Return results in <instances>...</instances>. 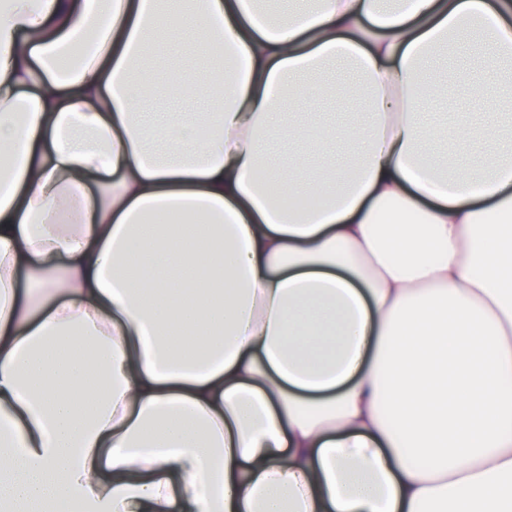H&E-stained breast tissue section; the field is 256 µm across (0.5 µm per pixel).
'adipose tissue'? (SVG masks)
I'll return each mask as SVG.
<instances>
[{
  "mask_svg": "<svg viewBox=\"0 0 512 512\" xmlns=\"http://www.w3.org/2000/svg\"><path fill=\"white\" fill-rule=\"evenodd\" d=\"M508 59L512 0H0V512H512V139L420 117ZM303 106L311 112L321 113L320 116L317 117L319 121H327L336 123L344 122L349 119L347 112L344 111V108L339 103H331L327 101L311 103L308 100L303 101Z\"/></svg>",
  "mask_w": 512,
  "mask_h": 512,
  "instance_id": "obj_1",
  "label": "adipose tissue"
}]
</instances>
